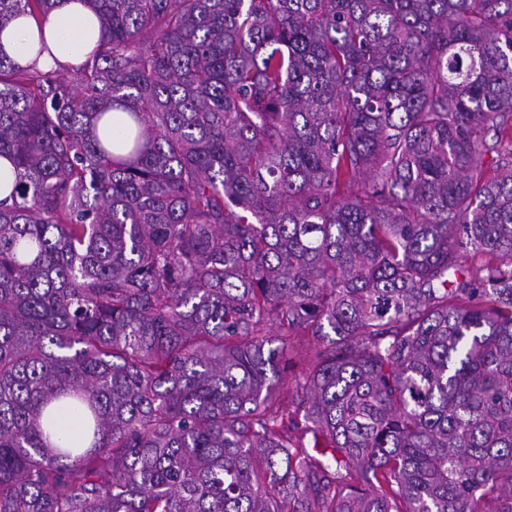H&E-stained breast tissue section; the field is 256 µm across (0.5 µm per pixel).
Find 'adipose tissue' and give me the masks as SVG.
Masks as SVG:
<instances>
[{
  "label": "adipose tissue",
  "mask_w": 512,
  "mask_h": 512,
  "mask_svg": "<svg viewBox=\"0 0 512 512\" xmlns=\"http://www.w3.org/2000/svg\"><path fill=\"white\" fill-rule=\"evenodd\" d=\"M98 39V19L84 0H58L43 27L22 16L0 30V51L19 65L47 71L81 65Z\"/></svg>",
  "instance_id": "adipose-tissue-1"
}]
</instances>
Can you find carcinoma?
<instances>
[{
	"mask_svg": "<svg viewBox=\"0 0 512 512\" xmlns=\"http://www.w3.org/2000/svg\"><path fill=\"white\" fill-rule=\"evenodd\" d=\"M89 3L0 56V512H512V0ZM42 30L47 49L38 55L39 30L31 18L20 16L0 33L3 52L21 66L36 63L43 71L55 68L57 62L77 67L100 37L97 16L82 0H60ZM297 365L288 370L282 377L275 394V404L288 411L294 409L293 402L296 398V377L308 367L309 359L318 348L316 342L310 336L299 337L294 342Z\"/></svg>",
	"mask_w": 512,
	"mask_h": 512,
	"instance_id": "1",
	"label": "carcinoma"
}]
</instances>
